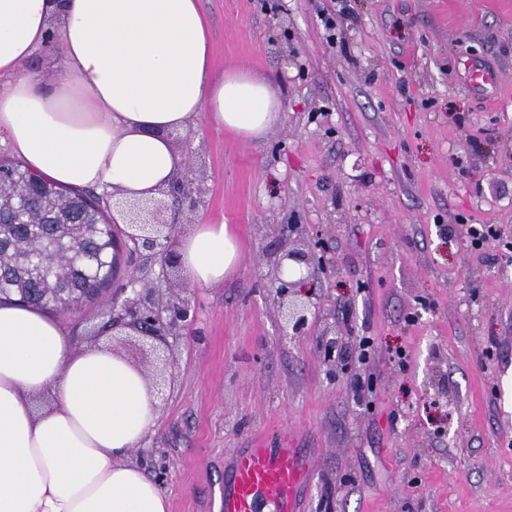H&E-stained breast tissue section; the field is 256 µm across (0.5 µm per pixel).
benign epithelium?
<instances>
[{"label": "benign epithelium", "instance_id": "7a95c632", "mask_svg": "<svg viewBox=\"0 0 512 512\" xmlns=\"http://www.w3.org/2000/svg\"><path fill=\"white\" fill-rule=\"evenodd\" d=\"M175 193L189 201L190 207L198 206L201 195L199 176L191 170L180 172L157 198L112 202L113 206H122L132 215L133 232L127 234V238L136 250L145 252L146 259L161 266L163 279L167 269L178 264L174 251L177 225L169 218V197ZM81 237H102L101 225L60 224L34 258L55 254ZM329 250V244L324 240H298L274 254L271 276L279 300L283 339L314 336L326 375L332 379L336 377V354L346 349L348 341L336 331V323L328 321L314 295L305 290L312 276L327 271L324 255ZM108 270L109 253L105 247L94 257L93 278L106 276ZM39 292L42 300L56 308H73L79 302V296L57 288L52 274L41 280ZM190 294L191 289L185 283L177 287L164 286L158 281L147 282L135 273L130 278V289L125 291L123 298L112 303L107 327L114 334L130 331L141 342L142 350L153 354L154 359L146 361V366L155 381L175 369L176 359L168 337L180 335L189 326Z\"/></svg>", "mask_w": 512, "mask_h": 512}]
</instances>
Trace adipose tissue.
<instances>
[{
    "instance_id": "adipose-tissue-1",
    "label": "adipose tissue",
    "mask_w": 512,
    "mask_h": 512,
    "mask_svg": "<svg viewBox=\"0 0 512 512\" xmlns=\"http://www.w3.org/2000/svg\"><path fill=\"white\" fill-rule=\"evenodd\" d=\"M53 78L22 67L52 33ZM0 142L64 186L147 199L184 165L170 140L198 115L259 138L270 84L218 72L198 0H0ZM185 278L223 283L240 261L225 224L178 239ZM158 408L141 368L104 344L74 349L43 310L0 305V512H170L137 464Z\"/></svg>"
}]
</instances>
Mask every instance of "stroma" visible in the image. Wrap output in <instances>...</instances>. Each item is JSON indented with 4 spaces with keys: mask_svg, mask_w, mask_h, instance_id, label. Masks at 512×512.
Instances as JSON below:
<instances>
[{
    "mask_svg": "<svg viewBox=\"0 0 512 512\" xmlns=\"http://www.w3.org/2000/svg\"><path fill=\"white\" fill-rule=\"evenodd\" d=\"M335 2L200 0L215 67L271 82L282 113L259 139L202 116L183 131L197 215L241 261L193 286L140 463L171 512H210L226 452L292 433L315 459L305 512H512V0H350L331 45ZM464 223L499 237L472 248ZM286 224L330 241L313 289L374 339L367 362L349 348L351 377L279 336L265 274ZM121 247L103 297L59 317L74 349L133 272H159Z\"/></svg>",
    "mask_w": 512,
    "mask_h": 512,
    "instance_id": "1",
    "label": "stroma"
}]
</instances>
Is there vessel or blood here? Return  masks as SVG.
Returning a JSON list of instances; mask_svg holds the SVG:
<instances>
[{"label": "vessel or blood", "instance_id": "1", "mask_svg": "<svg viewBox=\"0 0 512 512\" xmlns=\"http://www.w3.org/2000/svg\"><path fill=\"white\" fill-rule=\"evenodd\" d=\"M312 471L305 450L285 439L238 448L213 499L218 512H297Z\"/></svg>", "mask_w": 512, "mask_h": 512}]
</instances>
